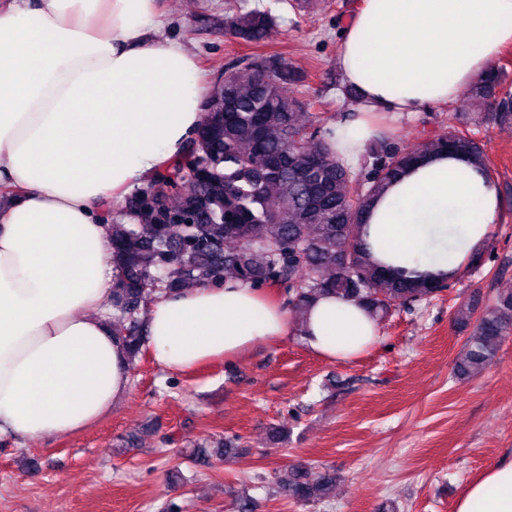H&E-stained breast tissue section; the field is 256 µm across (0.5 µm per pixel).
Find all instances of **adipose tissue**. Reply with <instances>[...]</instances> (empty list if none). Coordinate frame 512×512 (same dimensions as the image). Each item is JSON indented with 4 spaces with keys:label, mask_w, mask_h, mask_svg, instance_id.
<instances>
[{
    "label": "adipose tissue",
    "mask_w": 512,
    "mask_h": 512,
    "mask_svg": "<svg viewBox=\"0 0 512 512\" xmlns=\"http://www.w3.org/2000/svg\"><path fill=\"white\" fill-rule=\"evenodd\" d=\"M158 0H9L0 6V438L68 436L130 390L108 311L121 272L104 204H121L192 145L203 122L195 56L160 31ZM512 44V0H360L335 64L358 91L331 127L358 162L373 115L452 102ZM497 186L445 154L425 158L369 208L363 239L385 265L457 274L491 239ZM290 314L230 280L153 293L146 344L182 372L287 336ZM305 346L347 361L376 343L359 302L325 296L305 312ZM455 512H512V461L471 481Z\"/></svg>",
    "instance_id": "ef3b65f1"
}]
</instances>
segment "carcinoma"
Wrapping results in <instances>:
<instances>
[{
	"mask_svg": "<svg viewBox=\"0 0 512 512\" xmlns=\"http://www.w3.org/2000/svg\"><path fill=\"white\" fill-rule=\"evenodd\" d=\"M278 16L237 10L226 17L235 38L260 47ZM496 66L469 88L471 112L448 113L447 126L408 149L388 134L366 146L351 166L328 139L325 112L296 95L304 76L278 54L254 55L211 89L198 138L168 171L126 202L132 216L112 219L110 259L121 272L112 300L123 324L115 332L129 359L142 355L149 292H171L226 279L288 292L300 311L333 294L354 298L383 321L451 287L435 277L410 278L374 263L362 238L371 202L408 168L433 153L456 156L485 171L490 160L478 137L483 124L512 125V85ZM455 324L473 326L456 373L474 377L496 358L512 333V289L497 292L480 315L456 308ZM336 482L298 468L281 480L285 496L321 499Z\"/></svg>",
	"mask_w": 512,
	"mask_h": 512,
	"instance_id": "carcinoma-1",
	"label": "carcinoma"
}]
</instances>
